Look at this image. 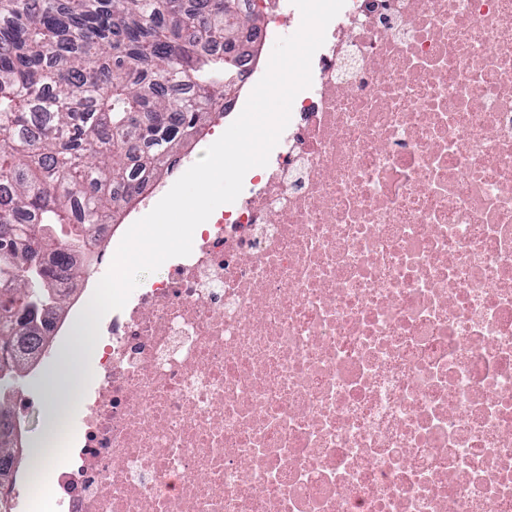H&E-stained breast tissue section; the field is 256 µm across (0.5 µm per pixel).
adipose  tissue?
<instances>
[{
    "mask_svg": "<svg viewBox=\"0 0 512 512\" xmlns=\"http://www.w3.org/2000/svg\"><path fill=\"white\" fill-rule=\"evenodd\" d=\"M94 321V315L90 314L74 327L71 342L61 349L57 361L41 380L51 422L61 421L59 403L73 394L84 371L85 356L95 345Z\"/></svg>",
    "mask_w": 512,
    "mask_h": 512,
    "instance_id": "ef3b65f1",
    "label": "adipose tissue"
}]
</instances>
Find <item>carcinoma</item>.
<instances>
[{
    "label": "carcinoma",
    "mask_w": 512,
    "mask_h": 512,
    "mask_svg": "<svg viewBox=\"0 0 512 512\" xmlns=\"http://www.w3.org/2000/svg\"><path fill=\"white\" fill-rule=\"evenodd\" d=\"M248 0H0V351L46 343L84 238L132 203L240 88ZM30 364L0 362V394Z\"/></svg>",
    "instance_id": "obj_1"
}]
</instances>
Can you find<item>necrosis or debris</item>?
<instances>
[{
	"instance_id": "4bbe7bcc",
	"label": "necrosis or debris",
	"mask_w": 512,
	"mask_h": 512,
	"mask_svg": "<svg viewBox=\"0 0 512 512\" xmlns=\"http://www.w3.org/2000/svg\"><path fill=\"white\" fill-rule=\"evenodd\" d=\"M80 402L52 512H512V0H346Z\"/></svg>"
}]
</instances>
